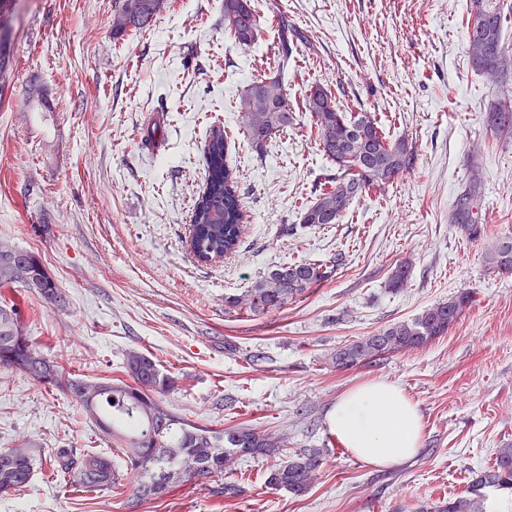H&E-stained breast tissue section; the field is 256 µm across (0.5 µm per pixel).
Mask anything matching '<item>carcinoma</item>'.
<instances>
[{
  "label": "carcinoma",
  "mask_w": 512,
  "mask_h": 512,
  "mask_svg": "<svg viewBox=\"0 0 512 512\" xmlns=\"http://www.w3.org/2000/svg\"><path fill=\"white\" fill-rule=\"evenodd\" d=\"M166 0H113L112 38L119 40L133 29L151 26L164 11ZM224 30L238 46L250 49L261 37L260 16L251 0H223ZM479 11L487 25L476 43H465L471 67L496 81L512 70V52L503 42L505 22L503 0H470V11ZM280 41L279 68L288 67L294 55L311 49L308 35L278 15ZM0 33V81L9 80L10 44ZM317 143L325 160L336 172L321 179L314 201L301 210L300 225L326 227L339 223L352 202L385 190L399 173L412 168L415 154L403 139L394 140L368 112H344L331 90L320 84L310 86L304 98ZM241 126L258 153L269 139L294 124L288 108V93L277 76L249 84L242 93ZM487 124L497 134L512 132V106L491 105ZM228 135L221 126L210 129L204 148L205 183L193 209L191 252L202 262L216 261L237 252L246 223L236 172L227 162ZM480 183L470 182L458 195L452 221L466 234H480ZM490 268L512 272V237L498 240L486 254ZM343 264L338 253L330 263L282 262L256 280L243 296H227L225 306L251 312L279 311L328 278ZM20 287L45 301L60 305L63 296L38 255L15 249L0 252V289ZM472 302L469 292H461L424 310L410 322H399L336 348L331 361L336 369H350L375 363L385 356L408 348H423L443 336ZM0 365L23 372L35 382L62 390L80 405L97 429L113 441L112 453L88 452L76 457L70 448H59L56 458L61 470L77 486L103 495L125 492L123 471L116 460L134 472L139 501L162 499L173 490L195 485L199 479L224 474L239 457L275 459L265 475L273 490L286 489L300 495L320 464L314 451H301L283 460L281 443L270 434L245 425L215 429L193 423L172 413L156 414L155 394L175 388L177 378L164 373L146 354H128L127 377L114 378L103 385L95 401L82 399L77 386L84 376L66 371L45 357L24 331L15 301L0 300ZM37 449L15 453L0 451V492L18 491L31 480ZM512 490V444L498 449L494 464L476 475L469 489L434 506L420 505L416 512H487L484 489Z\"/></svg>",
  "instance_id": "obj_1"
}]
</instances>
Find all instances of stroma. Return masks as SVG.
I'll use <instances>...</instances> for the list:
<instances>
[{
  "label": "stroma",
  "instance_id": "obj_1",
  "mask_svg": "<svg viewBox=\"0 0 512 512\" xmlns=\"http://www.w3.org/2000/svg\"><path fill=\"white\" fill-rule=\"evenodd\" d=\"M262 19L283 11L313 43L282 74L296 122L256 153L239 120L244 88L270 73L277 33L251 50L224 29L222 0H168L147 28L112 38V0H10L12 74L0 90V244L38 254L65 302L13 298L27 336L68 371L123 375L131 351L151 354L178 386L158 402L221 428L238 421L287 452L322 451L308 490L265 484L268 462L244 457L223 476L136 503L93 498L58 469L59 448L106 452L66 394L0 366V450L27 445L42 460L28 485L0 493V512H413L461 495L512 443V273L486 251L512 236V134L493 133L491 103L512 101V73L492 82L465 53L469 0H252ZM39 75L47 108L29 101ZM346 110L370 112L412 146V169L354 200L338 224L299 227L314 181L330 168L300 104L310 85ZM159 120L162 147L143 141ZM223 125L247 214L243 241L198 262L185 237L204 182L203 146ZM482 187L481 233L453 224L471 179ZM295 225L294 234L283 233ZM344 262L280 311L225 307L288 260ZM407 282L390 290L398 265ZM473 301L448 333L370 366L336 369L337 346L408 321L460 292ZM260 354L250 363L252 354ZM372 379L417 404L423 441L413 459L378 470L330 444L327 415ZM245 494L227 501L223 481Z\"/></svg>",
  "mask_w": 512,
  "mask_h": 512
}]
</instances>
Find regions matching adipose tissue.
I'll list each match as a JSON object with an SVG mask.
<instances>
[{
  "mask_svg": "<svg viewBox=\"0 0 512 512\" xmlns=\"http://www.w3.org/2000/svg\"><path fill=\"white\" fill-rule=\"evenodd\" d=\"M328 429L351 454L379 469L415 456L422 423L417 404L395 384L370 381L355 386L331 408Z\"/></svg>",
  "mask_w": 512,
  "mask_h": 512,
  "instance_id": "obj_1",
  "label": "adipose tissue"
}]
</instances>
